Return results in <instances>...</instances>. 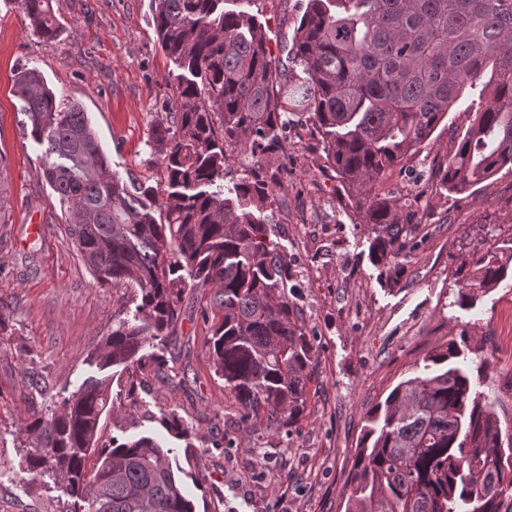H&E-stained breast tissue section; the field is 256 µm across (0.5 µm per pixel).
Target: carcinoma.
<instances>
[{
    "label": "carcinoma",
    "instance_id": "obj_1",
    "mask_svg": "<svg viewBox=\"0 0 512 512\" xmlns=\"http://www.w3.org/2000/svg\"><path fill=\"white\" fill-rule=\"evenodd\" d=\"M39 37L61 34L52 0H18ZM225 0H152L162 52L176 65L174 108L151 134L164 172L159 189H133L112 172L78 102L57 103L36 68L15 78L24 128L45 146L43 177L97 283L136 291L134 321L120 320L92 352L99 371L145 359L171 335L188 288H214L221 320L211 359L243 420L299 427L316 360L313 338L288 299V261L264 210L266 160L288 138V86L309 93L308 121L323 169L337 178L362 224L374 226L377 261L410 243L413 212L375 191L380 178L430 140L469 90L479 109L441 164L462 193L512 168V0H307L290 48L274 59L263 25ZM228 145L253 158L226 187ZM486 250L457 281L458 298L507 274ZM457 342L424 359L366 416L346 512H498L512 491V441L503 445L494 403L474 391ZM109 377H89L60 407L31 415L14 474L61 479L65 512H196L152 438L97 444ZM97 455L94 473L87 460Z\"/></svg>",
    "mask_w": 512,
    "mask_h": 512
}]
</instances>
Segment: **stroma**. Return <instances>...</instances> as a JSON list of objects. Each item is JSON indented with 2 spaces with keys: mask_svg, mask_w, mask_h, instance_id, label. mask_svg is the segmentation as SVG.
<instances>
[{
  "mask_svg": "<svg viewBox=\"0 0 512 512\" xmlns=\"http://www.w3.org/2000/svg\"><path fill=\"white\" fill-rule=\"evenodd\" d=\"M64 32L45 40L22 11L0 0V179L8 223L0 224V512H65L61 480L15 478L20 428L33 412L97 375L89 356L120 319H133L132 289L98 284L70 238L42 177L44 148L23 130L18 68H37L61 103L80 102L113 171L127 183L163 179L150 145L155 120L175 96L171 61L160 49L150 0H53ZM281 57L303 13L301 0H240ZM288 141L265 173L274 191L276 239L288 259V293L317 361L298 431L277 434L242 421L210 358L219 312L214 292L186 290L168 343L147 346L161 366L132 365L112 379L102 436H149L172 451L197 512H345L367 412L425 357L456 341L465 365H484L478 391L512 426V273L473 303L456 301L457 272L476 251L512 259V170L461 195L442 190L437 170L468 126L455 107L430 141L376 190L413 199L415 248L391 265L372 256L374 235L320 168L317 137L305 123L304 87L292 85ZM177 416L186 438L166 428Z\"/></svg>",
  "mask_w": 512,
  "mask_h": 512,
  "instance_id": "obj_1",
  "label": "stroma"
}]
</instances>
